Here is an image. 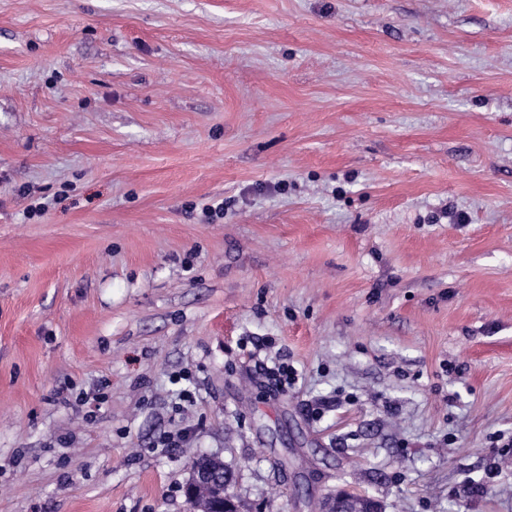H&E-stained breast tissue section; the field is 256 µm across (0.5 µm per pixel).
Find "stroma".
I'll return each mask as SVG.
<instances>
[{
	"instance_id": "35a3bbf8",
	"label": "stroma",
	"mask_w": 512,
	"mask_h": 512,
	"mask_svg": "<svg viewBox=\"0 0 512 512\" xmlns=\"http://www.w3.org/2000/svg\"><path fill=\"white\" fill-rule=\"evenodd\" d=\"M202 453L512 512V0H0V512Z\"/></svg>"
}]
</instances>
